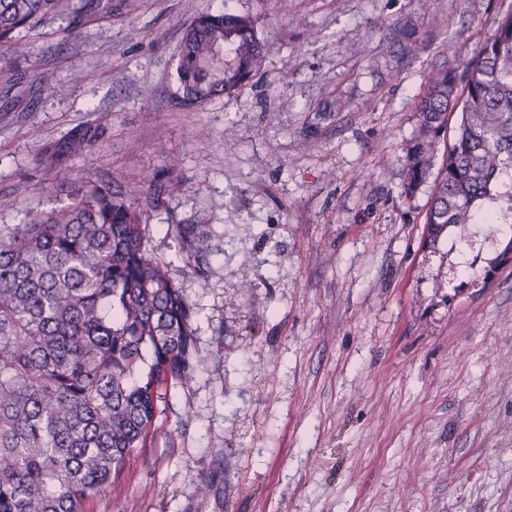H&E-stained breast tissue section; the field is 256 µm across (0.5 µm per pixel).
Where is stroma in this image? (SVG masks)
<instances>
[{
    "mask_svg": "<svg viewBox=\"0 0 512 512\" xmlns=\"http://www.w3.org/2000/svg\"><path fill=\"white\" fill-rule=\"evenodd\" d=\"M223 4L267 51L241 90L184 107L183 30ZM511 4L112 0L0 49V224L64 203L65 180L113 181L204 357L84 512H512V265L484 275L493 224L429 242V186L403 193L429 76ZM89 126L92 148L59 153Z\"/></svg>",
    "mask_w": 512,
    "mask_h": 512,
    "instance_id": "1",
    "label": "stroma"
}]
</instances>
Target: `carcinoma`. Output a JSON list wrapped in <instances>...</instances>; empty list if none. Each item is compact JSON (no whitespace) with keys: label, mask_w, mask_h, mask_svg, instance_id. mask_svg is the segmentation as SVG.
Listing matches in <instances>:
<instances>
[{"label":"carcinoma","mask_w":512,"mask_h":512,"mask_svg":"<svg viewBox=\"0 0 512 512\" xmlns=\"http://www.w3.org/2000/svg\"><path fill=\"white\" fill-rule=\"evenodd\" d=\"M112 2L0 0V47L25 52L30 36L67 23L75 33ZM258 19L224 7L196 16L177 60L181 101L191 108L241 89L265 46ZM460 120L448 135V109ZM406 145L404 193L428 180L429 241L471 226L512 224V5L493 34L450 70L439 68L417 103ZM98 136L85 128L64 152ZM187 262L203 258L178 228ZM141 214L112 182L68 183L67 202L0 225V512H82L146 447L173 381L201 361L192 308L169 264L146 246ZM512 235L485 274L508 264Z\"/></svg>","instance_id":"obj_1"}]
</instances>
